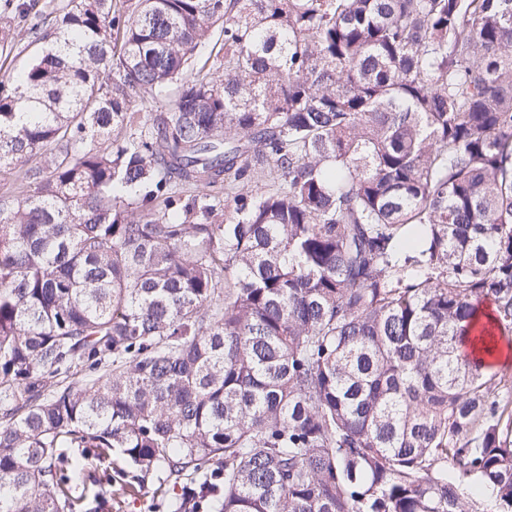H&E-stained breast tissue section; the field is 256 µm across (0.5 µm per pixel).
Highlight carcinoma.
I'll list each match as a JSON object with an SVG mask.
<instances>
[{
    "label": "carcinoma",
    "instance_id": "cac0c4a2",
    "mask_svg": "<svg viewBox=\"0 0 512 512\" xmlns=\"http://www.w3.org/2000/svg\"><path fill=\"white\" fill-rule=\"evenodd\" d=\"M34 7L0 512H76L63 465L114 450L190 512H477L450 465L512 512V0Z\"/></svg>",
    "mask_w": 512,
    "mask_h": 512
}]
</instances>
